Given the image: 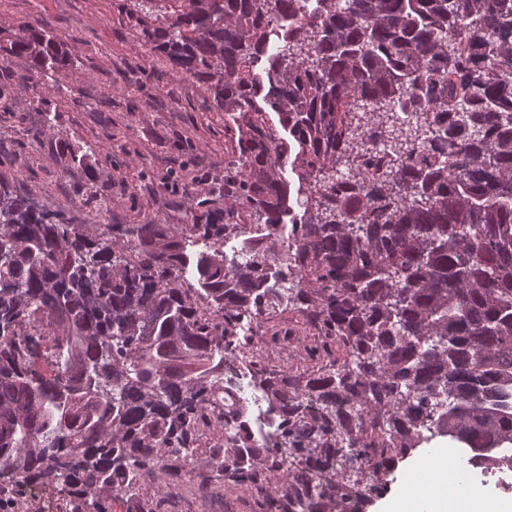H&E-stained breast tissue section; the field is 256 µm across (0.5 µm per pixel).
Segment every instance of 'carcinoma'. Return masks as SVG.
Returning <instances> with one entry per match:
<instances>
[{
    "instance_id": "1",
    "label": "carcinoma",
    "mask_w": 512,
    "mask_h": 512,
    "mask_svg": "<svg viewBox=\"0 0 512 512\" xmlns=\"http://www.w3.org/2000/svg\"><path fill=\"white\" fill-rule=\"evenodd\" d=\"M147 50L224 113V224H72L0 179V493L82 512L135 491L201 428L267 512H339L448 437L512 470V0H121ZM44 74L66 44L26 24L0 58ZM290 170L295 182L284 176ZM247 211L256 224L230 220ZM316 321V368L246 365L242 333ZM248 404L224 406L242 377ZM73 499L67 493L53 489H49L46 495L33 490L31 493L25 492L17 500H5L3 496L0 512H47L48 503L51 509L49 512H74Z\"/></svg>"
}]
</instances>
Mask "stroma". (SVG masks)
Masks as SVG:
<instances>
[{"mask_svg":"<svg viewBox=\"0 0 512 512\" xmlns=\"http://www.w3.org/2000/svg\"><path fill=\"white\" fill-rule=\"evenodd\" d=\"M41 23L67 43L72 66L54 76L22 58L0 61V176L39 207L75 223L207 224L224 214V115L210 107L207 91L175 74L138 40L116 0H0V38L20 25ZM57 106L47 121L43 99ZM85 155V164L71 153ZM208 185H198L200 177ZM178 180L177 189L166 188ZM283 337L255 349L258 364L303 371L319 341L315 325L282 312ZM224 480L207 449L192 458H167L145 473L138 499L104 491L107 512H265L267 490ZM72 496L49 490L0 501V512H74Z\"/></svg>","mask_w":512,"mask_h":512,"instance_id":"stroma-1","label":"stroma"}]
</instances>
